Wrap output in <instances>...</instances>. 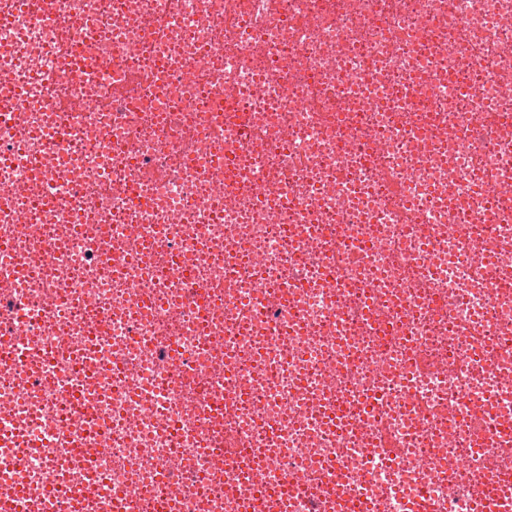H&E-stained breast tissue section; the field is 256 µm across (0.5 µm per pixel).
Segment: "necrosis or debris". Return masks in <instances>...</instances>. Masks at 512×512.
Returning <instances> with one entry per match:
<instances>
[{
	"label": "necrosis or debris",
	"instance_id": "obj_1",
	"mask_svg": "<svg viewBox=\"0 0 512 512\" xmlns=\"http://www.w3.org/2000/svg\"><path fill=\"white\" fill-rule=\"evenodd\" d=\"M0 495L512 512V0H0Z\"/></svg>",
	"mask_w": 512,
	"mask_h": 512
}]
</instances>
